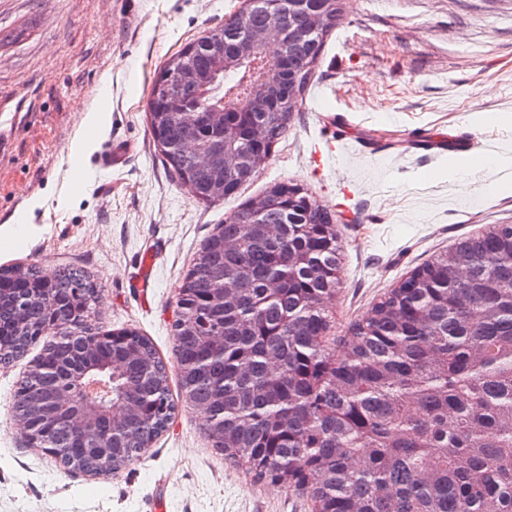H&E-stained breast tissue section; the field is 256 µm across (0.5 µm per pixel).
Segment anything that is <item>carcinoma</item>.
I'll return each mask as SVG.
<instances>
[{
	"mask_svg": "<svg viewBox=\"0 0 512 512\" xmlns=\"http://www.w3.org/2000/svg\"><path fill=\"white\" fill-rule=\"evenodd\" d=\"M202 36L187 59L199 81L186 90L209 104L224 99L227 73L212 75ZM288 73L276 88L288 99L290 76L321 50L288 42ZM161 99L149 110L150 130L167 164L188 179L196 198L224 176V148L212 169L195 166L186 145L214 146L216 128L172 120ZM272 148L288 130L289 113L264 104L226 112ZM253 169L227 179L225 196L254 179ZM302 211L279 201L264 223H247L242 206L203 243L179 288L172 323L179 385L207 419V436L224 458L254 476L301 493L313 512H512V224H494L460 238L416 268L362 319L333 352L325 300L340 269L333 215L315 198ZM239 296L210 306L224 277ZM0 364L27 352L52 316H90L95 287L81 271L0 267ZM58 304L50 310L49 298ZM94 350L74 339L50 342L16 390V412L46 433L45 447L65 467L91 471L94 450L73 425L49 419L40 401L72 388L81 365L112 364L116 465L139 457L176 411L166 365L152 343L124 329Z\"/></svg>",
	"mask_w": 512,
	"mask_h": 512,
	"instance_id": "obj_1",
	"label": "carcinoma"
}]
</instances>
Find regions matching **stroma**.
Listing matches in <instances>:
<instances>
[{
  "mask_svg": "<svg viewBox=\"0 0 512 512\" xmlns=\"http://www.w3.org/2000/svg\"><path fill=\"white\" fill-rule=\"evenodd\" d=\"M241 6L0 0V226L31 217L16 242L0 241V266L88 273L94 331L147 336L177 403L173 424L139 458L72 472L29 442L15 414L28 359L0 365V512H156L160 499L164 512H312L306 497L226 461L178 389L171 325L203 241L268 186H303L336 218L341 282L328 310L341 339L415 267L461 237L512 224V0H345L257 176L231 198L192 196L151 136L153 83L172 55ZM92 107L101 122L84 146L82 178L68 155ZM339 136L348 146L316 167V147ZM458 138L469 152L447 149ZM421 140L440 152L418 150ZM112 148L123 160L103 168Z\"/></svg>",
  "mask_w": 512,
  "mask_h": 512,
  "instance_id": "obj_1",
  "label": "stroma"
}]
</instances>
